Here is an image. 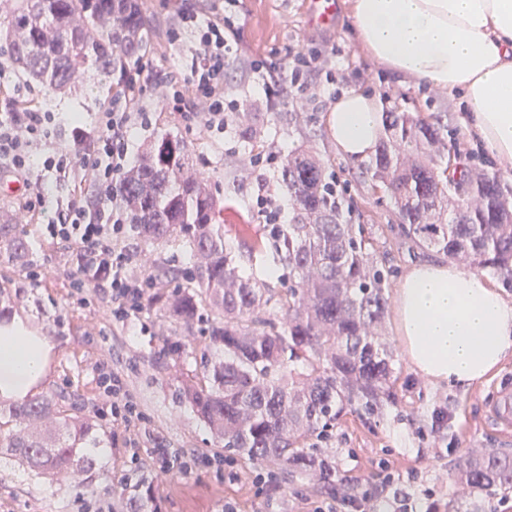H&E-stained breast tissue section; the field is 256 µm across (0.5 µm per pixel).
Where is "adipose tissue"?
<instances>
[{
    "mask_svg": "<svg viewBox=\"0 0 512 512\" xmlns=\"http://www.w3.org/2000/svg\"><path fill=\"white\" fill-rule=\"evenodd\" d=\"M354 32L369 55L458 98L491 157L512 164V0H352ZM381 117L372 96L350 90L331 107L330 133L350 158L374 154ZM398 333L413 371L460 389L512 357V300L482 273L426 260L395 294ZM50 346L22 322L0 329V398L42 379Z\"/></svg>",
    "mask_w": 512,
    "mask_h": 512,
    "instance_id": "ef3b65f1",
    "label": "adipose tissue"
}]
</instances>
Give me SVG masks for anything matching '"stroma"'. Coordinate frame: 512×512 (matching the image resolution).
<instances>
[{"label": "stroma", "mask_w": 512, "mask_h": 512, "mask_svg": "<svg viewBox=\"0 0 512 512\" xmlns=\"http://www.w3.org/2000/svg\"><path fill=\"white\" fill-rule=\"evenodd\" d=\"M141 2L148 19L144 58L150 67L140 80L154 87L155 93L134 103L135 109L152 113L153 119L149 129H132L131 152L139 154L144 144L164 135L183 141L192 153L194 172L207 179L224 201L220 222L235 263L267 271L266 282L274 291L287 287L288 268L278 238L255 206L259 184H266L282 209L280 231H287L292 212L280 165L253 166L260 154L284 157L302 147L320 158L327 175L336 177L344 191L349 223L366 225L389 289H396L408 268L429 255L404 235L393 200L362 178L361 161L337 152L329 133V110L341 92L365 91L383 112L442 116L451 159L494 170L503 192L512 197V168H494L482 154L455 98L392 73L361 48L352 31L351 0H340V13L329 28L309 25L305 0H234L237 42L248 59L225 69L224 89L251 112L255 135L250 139L234 124L213 135L186 127L160 94L167 82L182 79L199 39L197 30L186 28L180 29V41L171 42L169 33L179 28L181 9L190 7L202 18H215L223 15L225 0ZM300 50L330 57L335 81L314 73L308 95L289 86L281 103L269 107L250 59L273 54L284 60ZM0 90L39 111L58 113L66 133L76 125H95L113 94L91 71L65 93L48 90L18 72ZM89 187L85 173L60 177L47 208L31 213L20 211L15 199L0 200V215L21 224L31 246L25 266L0 256V292L9 295L12 316L51 346L39 392L61 394L67 402L81 404L83 412L97 421L99 443L95 468L87 473L83 486L34 477L18 463L1 458L0 512H112L113 490L120 480L138 474L151 478L160 512H316L325 504L336 506L337 512H350L343 491L367 492L379 499L389 472L407 478L413 512H445L456 494L455 467L461 456L473 448L512 454V434L503 435L491 416L499 392L512 388V357L468 389L431 384L410 368L396 333L395 313L389 309L384 329L394 350L397 376L389 399L378 415L345 409L328 438L318 443L336 459L335 492H316L299 475L281 481L275 469L264 465L217 463L224 449L182 402L175 378L179 372L188 376L198 372L207 343L205 324L187 331L171 322L162 308L147 305L128 321L115 319L105 296L75 288V249L42 235L48 218L83 198ZM245 219L251 222L246 233L241 230ZM259 235L267 237V248L250 251L252 239ZM129 245L142 276H155L156 287L163 290H172L193 268L192 256L181 246H150L136 236ZM35 267L42 270L36 284L29 279ZM161 270L166 273L162 279L157 276ZM174 343L180 344L181 354L170 352ZM105 374L121 380L125 395L141 415L130 429L112 424V396L100 385ZM439 407L447 408L450 416L443 439L431 432L433 413ZM384 461L390 471L381 469Z\"/></svg>", "instance_id": "1"}]
</instances>
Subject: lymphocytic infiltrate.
Here are the masks:
<instances>
[{"mask_svg":"<svg viewBox=\"0 0 512 512\" xmlns=\"http://www.w3.org/2000/svg\"><path fill=\"white\" fill-rule=\"evenodd\" d=\"M181 22L197 28L201 36L183 88L174 90L169 99L185 124L223 131L232 114L241 109L238 101L224 98V69L233 61L226 34L233 30L234 21L227 15L203 22L194 12L186 11ZM319 63V56L299 53L289 65L265 64L267 100H277L282 85L299 84ZM143 92L137 81H129L124 95L112 100L98 125L72 128L73 145L69 148L57 144L54 113L21 106L10 96L0 99V173L23 183L20 202L24 210L43 207L53 180L61 174L77 169L89 174V200L56 211L45 232L52 240L76 246L84 273L76 287L106 293L120 317L141 306L149 286L148 279L138 275L127 247L135 227L128 224L116 202L119 179L128 166V132L152 122L150 113L131 109L132 100Z\"/></svg>","mask_w":512,"mask_h":512,"instance_id":"lymphocytic-infiltrate-1","label":"lymphocytic infiltrate"}]
</instances>
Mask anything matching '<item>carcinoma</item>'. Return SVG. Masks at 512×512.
Wrapping results in <instances>:
<instances>
[{"label": "carcinoma", "instance_id": "cac0c4a2", "mask_svg": "<svg viewBox=\"0 0 512 512\" xmlns=\"http://www.w3.org/2000/svg\"><path fill=\"white\" fill-rule=\"evenodd\" d=\"M139 0H17L0 33L11 63L54 91L92 68L106 81L146 49ZM385 136L362 174L390 194L400 224L417 245L488 269L512 289V202L493 173L451 166L442 117L383 113ZM180 140L163 136L123 173L118 203L147 244L178 243L196 259L172 292L153 294L181 328L214 319L202 377H183L179 395L208 424L232 458L280 466L283 480L311 477L336 491V460L305 447L323 436L346 406L374 415L397 377L383 341L386 279L363 224L348 223L319 158L305 149L282 162L292 210L283 241L289 285L277 297L233 263L216 218L223 200L189 168ZM0 253L28 263L30 244L17 224H0ZM224 353L215 363L211 351ZM93 417L63 408L55 396L0 403V455L35 475L88 472ZM457 479L489 498L512 492V456L469 452ZM125 512H159L151 483L122 487Z\"/></svg>", "mask_w": 512, "mask_h": 512}]
</instances>
